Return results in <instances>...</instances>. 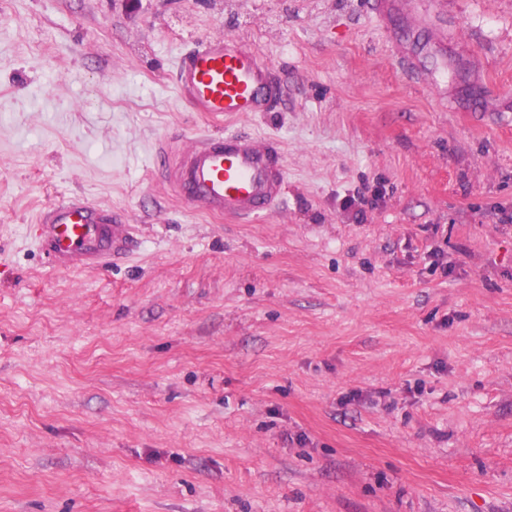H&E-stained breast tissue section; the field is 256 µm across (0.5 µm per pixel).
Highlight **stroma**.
Segmentation results:
<instances>
[{"label": "stroma", "instance_id": "1", "mask_svg": "<svg viewBox=\"0 0 512 512\" xmlns=\"http://www.w3.org/2000/svg\"><path fill=\"white\" fill-rule=\"evenodd\" d=\"M0 0V512H512V0ZM237 37L273 110L171 71ZM239 130L279 210L157 168ZM135 249L54 269L71 197ZM159 158V168L176 195L210 215L259 218L285 194L280 150L252 135H202L190 148L165 149Z\"/></svg>", "mask_w": 512, "mask_h": 512}]
</instances>
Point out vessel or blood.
Segmentation results:
<instances>
[{"instance_id":"obj_1","label":"vessel or blood","mask_w":512,"mask_h":512,"mask_svg":"<svg viewBox=\"0 0 512 512\" xmlns=\"http://www.w3.org/2000/svg\"><path fill=\"white\" fill-rule=\"evenodd\" d=\"M174 83L198 112H267L274 98L267 64L232 37L212 38L182 55ZM159 158L176 195L214 216L258 218L285 194L280 150L247 134L203 135L190 148L166 149ZM38 223L40 246L59 270L106 264L131 245L118 215L80 198L47 205Z\"/></svg>"}]
</instances>
